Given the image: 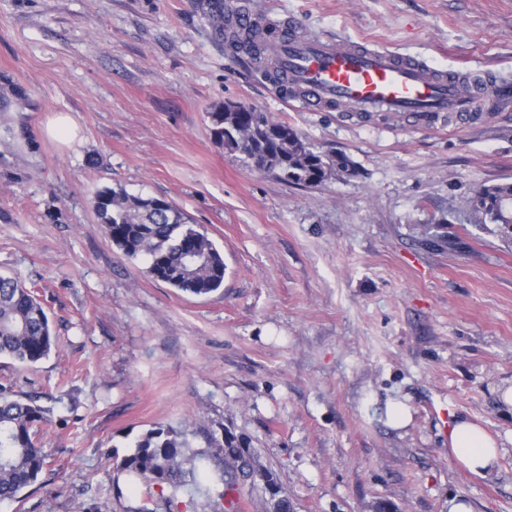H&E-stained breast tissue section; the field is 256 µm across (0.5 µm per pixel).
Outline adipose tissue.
Masks as SVG:
<instances>
[{"label": "adipose tissue", "instance_id": "ef3b65f1", "mask_svg": "<svg viewBox=\"0 0 512 512\" xmlns=\"http://www.w3.org/2000/svg\"><path fill=\"white\" fill-rule=\"evenodd\" d=\"M448 442L456 460L466 472L481 477L495 472L499 448L481 426L466 419H457L449 433Z\"/></svg>", "mask_w": 512, "mask_h": 512}]
</instances>
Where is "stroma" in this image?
I'll return each mask as SVG.
<instances>
[{
    "label": "stroma",
    "instance_id": "1",
    "mask_svg": "<svg viewBox=\"0 0 512 512\" xmlns=\"http://www.w3.org/2000/svg\"><path fill=\"white\" fill-rule=\"evenodd\" d=\"M248 2L512 89V0ZM0 98V274L35 289L59 336L36 364L0 358V386L52 410L41 477L0 512H213L216 477L170 503L117 471L159 425L192 455L250 449L295 512H512V233L468 208L512 182V103L466 126L306 112L198 0H0ZM227 102L354 173L303 187L252 168L211 137ZM60 114L74 140L48 135ZM105 187L204 226L223 286L191 295L125 256L92 207ZM461 416L497 441L496 475L453 456ZM201 10L218 40H224V0H200Z\"/></svg>",
    "mask_w": 512,
    "mask_h": 512
}]
</instances>
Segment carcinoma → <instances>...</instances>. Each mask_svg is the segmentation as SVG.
I'll return each instance as SVG.
<instances>
[{"instance_id": "obj_1", "label": "carcinoma", "mask_w": 512, "mask_h": 512, "mask_svg": "<svg viewBox=\"0 0 512 512\" xmlns=\"http://www.w3.org/2000/svg\"><path fill=\"white\" fill-rule=\"evenodd\" d=\"M213 34L224 40V0H199ZM214 141L261 171H273L291 183L315 187L332 173L353 167L344 156L316 152L284 121L266 112L243 109L226 112L219 106L208 113ZM98 221L119 250L128 257L143 256L156 280L196 296L208 295L224 283V258L206 231L188 223L185 214L163 197L136 196L123 189L106 188L93 200ZM469 208L475 221L512 229V183L482 185ZM195 257L187 263L186 256ZM57 347L48 314L31 288L14 277L0 275V356L35 364ZM46 409L33 400L22 401L0 392V501H15L34 485L46 465L37 427ZM186 441L170 427L149 430L116 468L136 474L145 483L169 492L174 499L184 487L196 483L184 468ZM224 501L222 512H236L234 495L243 483L255 484L249 450L221 449Z\"/></svg>"}]
</instances>
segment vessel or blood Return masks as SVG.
Masks as SVG:
<instances>
[{"label": "vessel or blood", "mask_w": 512, "mask_h": 512, "mask_svg": "<svg viewBox=\"0 0 512 512\" xmlns=\"http://www.w3.org/2000/svg\"><path fill=\"white\" fill-rule=\"evenodd\" d=\"M276 63L309 112L396 114L430 124L442 117L467 123L493 112L502 94L494 80L462 92L455 75L383 47L301 37L294 27L267 41L255 65Z\"/></svg>", "instance_id": "obj_1"}]
</instances>
